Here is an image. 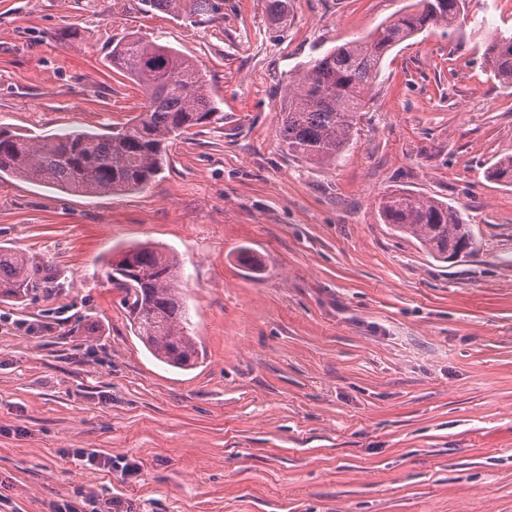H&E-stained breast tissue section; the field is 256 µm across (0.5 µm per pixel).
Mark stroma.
<instances>
[{
  "label": "stroma",
  "instance_id": "obj_1",
  "mask_svg": "<svg viewBox=\"0 0 512 512\" xmlns=\"http://www.w3.org/2000/svg\"><path fill=\"white\" fill-rule=\"evenodd\" d=\"M410 0H224L201 26L144 0H0V124L108 134L145 95L127 37L204 73L216 121L122 195L0 179V246L58 283L0 300V512H512V87L483 59L512 0L389 50L336 162L279 147L288 78ZM409 188L462 211L459 261L378 213ZM151 243L181 262L188 370L139 341L108 278ZM97 463H89L88 454Z\"/></svg>",
  "mask_w": 512,
  "mask_h": 512
}]
</instances>
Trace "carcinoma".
I'll return each mask as SVG.
<instances>
[{
	"label": "carcinoma",
	"instance_id": "cac0c4a2",
	"mask_svg": "<svg viewBox=\"0 0 512 512\" xmlns=\"http://www.w3.org/2000/svg\"><path fill=\"white\" fill-rule=\"evenodd\" d=\"M151 7L193 24L212 20L222 0H145ZM467 0H415L411 10L367 37L338 45L288 78L280 104V141L290 156L331 163L343 152L368 105L367 94L385 54L431 28H450L465 15ZM483 57L502 84L512 87V33L485 42ZM112 65L144 91L132 124L112 134L74 131L60 137H28L0 125V178H21L65 192L116 195L144 189L162 170L169 140L216 115L217 103L196 66L175 48L130 37L112 47ZM490 178L512 185V157L498 160ZM383 223L407 235L432 256H450L472 239L460 210L406 189L382 196ZM177 258L149 244L121 253L110 279L125 292L136 336L158 360L178 369L197 364L200 350L186 333L188 308L175 285ZM53 274L24 256L0 248V299L24 301Z\"/></svg>",
	"mask_w": 512,
	"mask_h": 512
}]
</instances>
